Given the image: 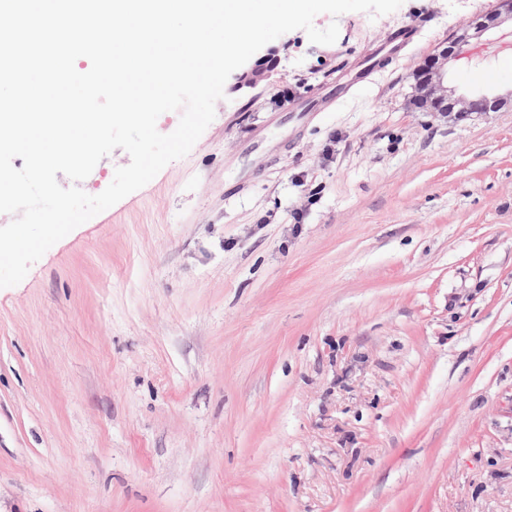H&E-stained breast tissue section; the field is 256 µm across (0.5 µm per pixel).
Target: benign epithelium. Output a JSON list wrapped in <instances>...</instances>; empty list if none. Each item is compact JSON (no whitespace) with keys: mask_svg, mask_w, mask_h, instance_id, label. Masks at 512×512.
Wrapping results in <instances>:
<instances>
[{"mask_svg":"<svg viewBox=\"0 0 512 512\" xmlns=\"http://www.w3.org/2000/svg\"><path fill=\"white\" fill-rule=\"evenodd\" d=\"M508 20L512 21V0H497L494 10L472 18L425 58L412 73L414 103L423 111L436 113L443 118L454 112L468 117L476 112H498L512 106V93L491 97L484 94L472 98L459 97L445 81L448 62L457 59L464 46L500 28Z\"/></svg>","mask_w":512,"mask_h":512,"instance_id":"1","label":"benign epithelium"}]
</instances>
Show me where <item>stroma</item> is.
I'll return each mask as SVG.
<instances>
[{
	"label": "stroma",
	"instance_id": "stroma-1",
	"mask_svg": "<svg viewBox=\"0 0 512 512\" xmlns=\"http://www.w3.org/2000/svg\"><path fill=\"white\" fill-rule=\"evenodd\" d=\"M496 3L267 43L185 157L0 288V512H512V110L411 103ZM511 30L449 63L458 95L512 89L479 54ZM418 29L417 24L407 26L401 31H396L388 35L381 52L388 55H400L412 43L413 37ZM379 63L380 59L378 54L375 53H370L367 56L359 59L354 76L349 79L346 84L347 89L344 91L335 88L330 89L325 93V98L327 101L337 100L365 85L370 80V77L376 68L379 66Z\"/></svg>",
	"mask_w": 512,
	"mask_h": 512
}]
</instances>
